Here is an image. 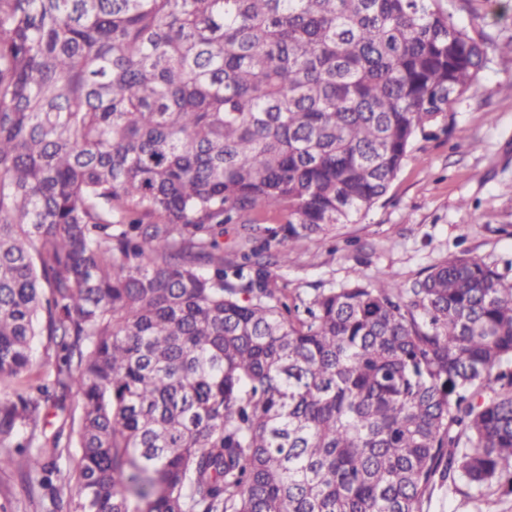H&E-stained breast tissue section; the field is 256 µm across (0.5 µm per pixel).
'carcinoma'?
Listing matches in <instances>:
<instances>
[{"label": "carcinoma", "mask_w": 512, "mask_h": 512, "mask_svg": "<svg viewBox=\"0 0 512 512\" xmlns=\"http://www.w3.org/2000/svg\"><path fill=\"white\" fill-rule=\"evenodd\" d=\"M496 53L453 0H0V473L44 512L511 495L512 278L272 271L381 200ZM268 210L288 245L224 263ZM251 218L259 220L260 224H226L224 225V235L219 237V241L224 246L225 261H239L240 254L243 251H249L252 248H259L264 239L276 235V240L283 235L282 229L286 226L285 217L279 212H268L265 214H255ZM251 225L257 231L251 230ZM272 241V244L276 241ZM41 404L46 421L48 422L46 430L47 432H52L62 423V418L66 415V410L70 406L71 400L66 398L65 401H61L58 396L53 395L42 399ZM62 405L66 407V410L61 408Z\"/></svg>", "instance_id": "1"}]
</instances>
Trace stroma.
<instances>
[{
    "mask_svg": "<svg viewBox=\"0 0 512 512\" xmlns=\"http://www.w3.org/2000/svg\"><path fill=\"white\" fill-rule=\"evenodd\" d=\"M454 5L471 34L512 37V0ZM452 110L448 134L419 140L387 195L360 220L293 249L288 264L276 270L279 284L307 296L386 273L410 282L466 253L499 266L512 259V57L493 56ZM258 220L255 230L225 225V260H239L285 226L278 212Z\"/></svg>",
    "mask_w": 512,
    "mask_h": 512,
    "instance_id": "1",
    "label": "stroma"
}]
</instances>
